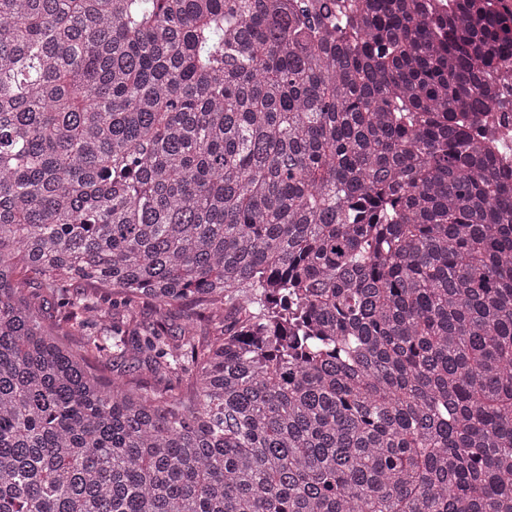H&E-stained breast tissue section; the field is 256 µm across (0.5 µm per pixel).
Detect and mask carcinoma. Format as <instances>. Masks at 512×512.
<instances>
[{
  "label": "carcinoma",
  "instance_id": "1",
  "mask_svg": "<svg viewBox=\"0 0 512 512\" xmlns=\"http://www.w3.org/2000/svg\"><path fill=\"white\" fill-rule=\"evenodd\" d=\"M432 2L0 0V512H512V11ZM486 118L489 131L487 144L494 152L500 167L509 172L512 169V114L488 112Z\"/></svg>",
  "mask_w": 512,
  "mask_h": 512
}]
</instances>
